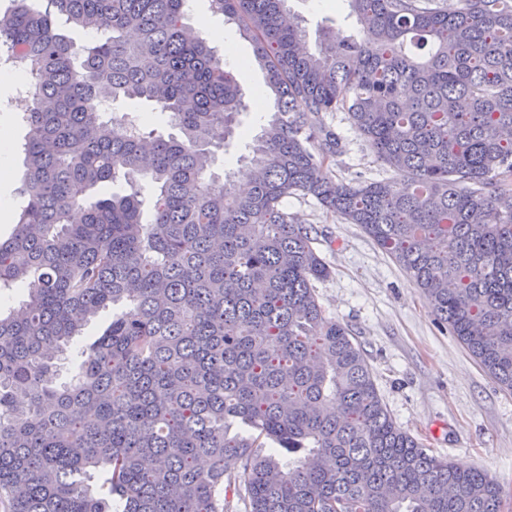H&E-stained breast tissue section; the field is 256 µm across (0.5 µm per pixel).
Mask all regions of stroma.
I'll return each mask as SVG.
<instances>
[{
    "instance_id": "1",
    "label": "stroma",
    "mask_w": 512,
    "mask_h": 512,
    "mask_svg": "<svg viewBox=\"0 0 512 512\" xmlns=\"http://www.w3.org/2000/svg\"><path fill=\"white\" fill-rule=\"evenodd\" d=\"M302 21L309 46L324 27L358 32L347 0H289ZM189 22L223 31L216 49L232 44L225 58L243 88L248 104L240 128L225 147L218 174H236L266 116L255 89L264 75L254 61L250 40L237 27L211 16L208 0H189ZM344 151L330 170L346 182L393 178L347 113L330 117ZM289 213L312 225L316 245L332 273L317 282L316 293L327 316L347 325L363 349L377 391L394 423L417 438L427 453L462 467H473L500 487L503 512H512V391L502 388L477 363L448 327L436 320L426 296L359 225L326 213L312 198L287 199Z\"/></svg>"
}]
</instances>
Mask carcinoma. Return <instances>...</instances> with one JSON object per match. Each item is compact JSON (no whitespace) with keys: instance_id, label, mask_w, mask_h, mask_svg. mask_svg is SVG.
I'll use <instances>...</instances> for the list:
<instances>
[{"instance_id":"carcinoma-1","label":"carcinoma","mask_w":512,"mask_h":512,"mask_svg":"<svg viewBox=\"0 0 512 512\" xmlns=\"http://www.w3.org/2000/svg\"><path fill=\"white\" fill-rule=\"evenodd\" d=\"M187 2L0 7V70L33 100L0 242V293L28 284L0 309V512H501L486 474L395 425L284 201L360 225L512 390V0H348L362 39L313 50L288 0H208L273 93L246 193L214 167L248 105ZM120 96L173 132L112 115ZM331 112L401 180H336Z\"/></svg>"}]
</instances>
